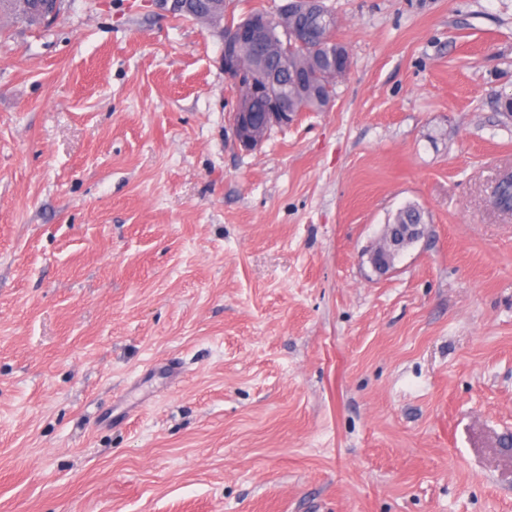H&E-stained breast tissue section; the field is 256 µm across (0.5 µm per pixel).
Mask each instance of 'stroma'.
<instances>
[{"label":"stroma","mask_w":512,"mask_h":512,"mask_svg":"<svg viewBox=\"0 0 512 512\" xmlns=\"http://www.w3.org/2000/svg\"><path fill=\"white\" fill-rule=\"evenodd\" d=\"M324 3L251 151L159 0L0 35V512H512V0ZM389 224H398L389 230V238L386 242L391 246L398 245L400 240L403 229L399 224L412 225L411 231L417 238H421L424 233V212L415 204L406 205L397 211Z\"/></svg>","instance_id":"stroma-1"}]
</instances>
